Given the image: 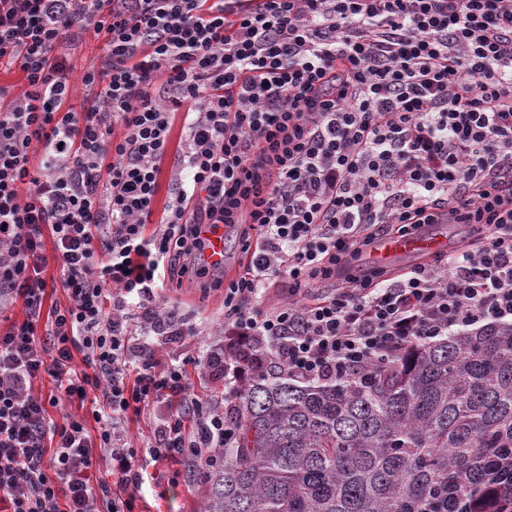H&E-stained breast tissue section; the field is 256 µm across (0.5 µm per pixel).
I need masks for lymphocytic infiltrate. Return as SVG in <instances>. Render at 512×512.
I'll return each instance as SVG.
<instances>
[{
  "instance_id": "f902f5d3",
  "label": "lymphocytic infiltrate",
  "mask_w": 512,
  "mask_h": 512,
  "mask_svg": "<svg viewBox=\"0 0 512 512\" xmlns=\"http://www.w3.org/2000/svg\"><path fill=\"white\" fill-rule=\"evenodd\" d=\"M78 30L104 45L77 79ZM4 64L26 80L0 85V307L27 311L0 333L6 512H134L148 459L203 463L230 441L223 403L194 392L185 364L159 363L166 281L223 289L224 349L196 366L228 396L259 365L352 376L512 320V0H0ZM442 219L469 247L401 278L366 266L377 235ZM207 227L239 237L242 274L205 261ZM52 260L70 302L45 322ZM281 281L287 301L266 305ZM45 375L47 398L33 391ZM93 392L95 429L53 421ZM155 402L167 414L141 455L121 424ZM184 134L181 130L180 121L176 120L171 128L170 132V150L168 156L162 162V173L159 178V192L155 201V214L154 221H160V218L163 215L164 208L170 201V197L172 196L170 193L171 182L170 176L172 171V165L174 160V154L179 153L180 149L183 146Z\"/></svg>"
}]
</instances>
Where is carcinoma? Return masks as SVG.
Listing matches in <instances>:
<instances>
[{
  "label": "carcinoma",
  "instance_id": "1",
  "mask_svg": "<svg viewBox=\"0 0 512 512\" xmlns=\"http://www.w3.org/2000/svg\"><path fill=\"white\" fill-rule=\"evenodd\" d=\"M224 422L202 512H512V324L358 377L260 371Z\"/></svg>",
  "mask_w": 512,
  "mask_h": 512
}]
</instances>
